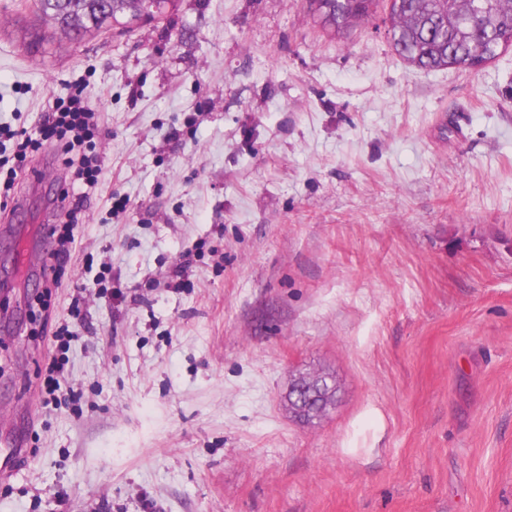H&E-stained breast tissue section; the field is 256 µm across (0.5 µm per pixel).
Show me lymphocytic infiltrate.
Segmentation results:
<instances>
[{
	"label": "lymphocytic infiltrate",
	"instance_id": "f902f5d3",
	"mask_svg": "<svg viewBox=\"0 0 512 512\" xmlns=\"http://www.w3.org/2000/svg\"><path fill=\"white\" fill-rule=\"evenodd\" d=\"M43 126V137L39 140L32 139L25 132L0 126V136L13 142L11 156L0 155V196L9 197L20 167L31 156L41 149L61 146L73 185L62 189L58 195L59 205L65 211V222L57 235L55 255L66 258L71 254L78 214L90 192L96 190L104 163L95 142L98 117L94 109L77 94L65 100L53 101L44 115Z\"/></svg>",
	"mask_w": 512,
	"mask_h": 512
}]
</instances>
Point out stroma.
Returning <instances> with one entry per match:
<instances>
[{"instance_id":"1","label":"stroma","mask_w":512,"mask_h":512,"mask_svg":"<svg viewBox=\"0 0 512 512\" xmlns=\"http://www.w3.org/2000/svg\"><path fill=\"white\" fill-rule=\"evenodd\" d=\"M26 2L0 125L82 88L105 166L47 304L56 150L0 213V512H512V47L423 71L381 12L178 0L32 51ZM299 376L335 389L307 422ZM377 2L378 0H310V6L322 28L340 37L367 20Z\"/></svg>"}]
</instances>
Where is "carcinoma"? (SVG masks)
<instances>
[{
    "label": "carcinoma",
    "mask_w": 512,
    "mask_h": 512,
    "mask_svg": "<svg viewBox=\"0 0 512 512\" xmlns=\"http://www.w3.org/2000/svg\"><path fill=\"white\" fill-rule=\"evenodd\" d=\"M142 0H33L37 41L69 40L138 18ZM378 0H310L317 22L340 37L368 19ZM391 39L407 63L421 69L473 68L512 46V0H390Z\"/></svg>",
    "instance_id": "carcinoma-1"
}]
</instances>
